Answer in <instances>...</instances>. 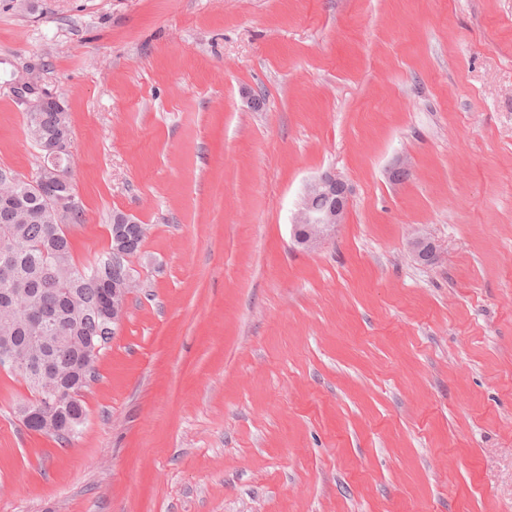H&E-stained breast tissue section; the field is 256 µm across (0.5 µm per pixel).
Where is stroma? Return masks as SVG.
<instances>
[{"instance_id": "stroma-1", "label": "stroma", "mask_w": 512, "mask_h": 512, "mask_svg": "<svg viewBox=\"0 0 512 512\" xmlns=\"http://www.w3.org/2000/svg\"><path fill=\"white\" fill-rule=\"evenodd\" d=\"M33 63L76 262L114 214L146 235L74 439L0 369V512H512V0H0L26 178ZM325 171L349 206L307 251ZM15 89L19 100L27 106V112H25L27 133L35 142L41 154L47 155L52 147L54 133L62 125H66L72 134L68 112H59L53 106L44 109L47 104L51 102L58 103V100L56 97H49L43 94L37 80L33 76L27 77L21 82L19 81ZM29 112H35V114L31 115ZM349 205V189L336 174L325 172L304 188L303 202L292 222L294 241L303 249H315L336 231Z\"/></svg>"}]
</instances>
